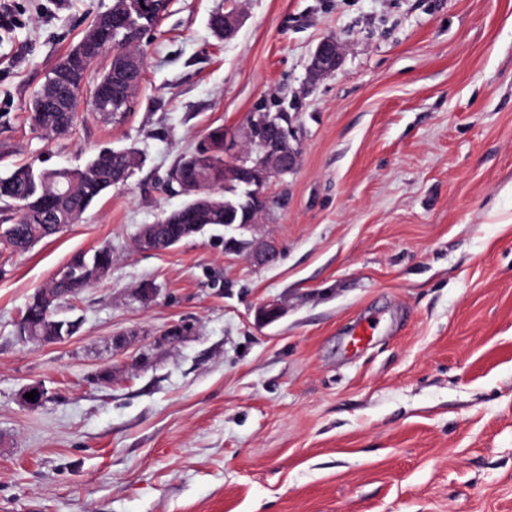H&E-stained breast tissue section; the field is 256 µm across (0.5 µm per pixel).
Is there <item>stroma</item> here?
Instances as JSON below:
<instances>
[{"instance_id": "1", "label": "stroma", "mask_w": 512, "mask_h": 512, "mask_svg": "<svg viewBox=\"0 0 512 512\" xmlns=\"http://www.w3.org/2000/svg\"><path fill=\"white\" fill-rule=\"evenodd\" d=\"M111 5L9 0L0 28V175L138 154L64 233L0 242V512H512V0H169L131 110L45 139L28 105ZM282 111L298 163L258 223L136 249L185 201L181 154ZM104 245L60 308L79 330L22 342L33 293ZM343 58L341 44L334 37L322 39L311 56L309 78L311 82L333 74ZM68 266L75 275L83 274L86 268L100 269L105 274L112 267V250L109 247H103L92 255L78 252L69 259Z\"/></svg>"}]
</instances>
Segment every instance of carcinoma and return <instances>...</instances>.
<instances>
[{
  "label": "carcinoma",
  "mask_w": 512,
  "mask_h": 512,
  "mask_svg": "<svg viewBox=\"0 0 512 512\" xmlns=\"http://www.w3.org/2000/svg\"><path fill=\"white\" fill-rule=\"evenodd\" d=\"M89 71V67L78 65L65 73H57L52 83L42 85L36 97H47L52 103H60L66 97L67 86L85 81ZM30 118L48 139L70 130L75 122L72 112H32ZM135 164L133 152L114 150L107 165L99 164L93 157L82 167L35 169L24 166L0 175V201L13 202L17 210L14 223L0 225V240L16 251H25L38 241L55 235L58 227L67 228L80 222L93 202L112 188V176ZM174 167L192 183L202 177L206 185L213 186V203L197 214L193 223L222 226L228 212L236 214L235 222L241 221L244 199L238 179H224V127L209 130L190 153L174 162ZM48 194L57 197L52 210L44 206ZM182 230V222L173 220L168 214L160 221L159 236L167 241L180 239ZM68 266L76 275L87 268L106 272L112 266V250L103 247L91 255L78 252L69 259ZM70 292L69 280L57 274L37 290L44 296L43 305L29 302L25 314L36 325L44 316L45 307L59 305L70 297Z\"/></svg>",
  "instance_id": "cac0c4a2"
}]
</instances>
